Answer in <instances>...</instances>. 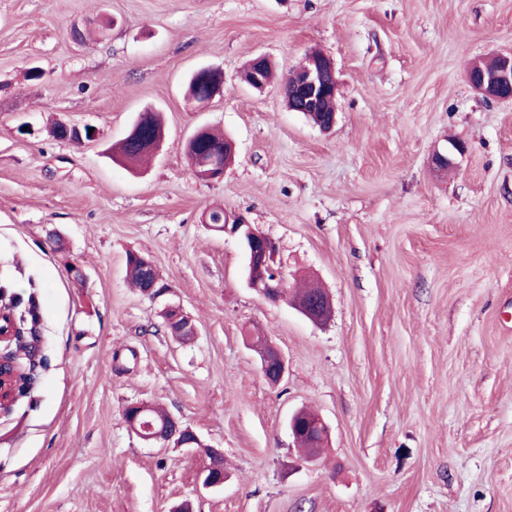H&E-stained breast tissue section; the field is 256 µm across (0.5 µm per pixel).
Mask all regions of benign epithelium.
<instances>
[{"label":"benign epithelium","instance_id":"obj_1","mask_svg":"<svg viewBox=\"0 0 512 512\" xmlns=\"http://www.w3.org/2000/svg\"><path fill=\"white\" fill-rule=\"evenodd\" d=\"M267 56H255L241 71L240 80L254 89L267 86L263 77L261 64ZM291 79L288 88V108L293 112L308 114L316 111L324 99L335 98L339 90L336 67L333 60L319 54L308 59L306 65L289 75ZM466 80L469 85L486 99L492 101L512 100V52L497 53L489 58L477 59L471 63ZM224 82L213 81L208 84L205 93L198 97L185 96L190 106H199L211 102L223 93ZM55 139L82 143L98 139V131H89V126L78 127L63 121L55 122L50 130ZM189 163L195 175L203 181L218 180L224 177V164L218 152L207 159L189 158ZM224 233L235 237L238 241L248 242L244 253L248 263H260L270 269L277 262L278 246L270 237L257 231L246 220L239 216H224ZM248 287L258 292L271 302L282 300L286 291V282L279 274L264 283L248 284ZM166 324L172 336H195L198 333L196 325L181 309L171 307L166 310ZM24 331L19 320L7 305L0 306V413L8 411L22 395L21 389L28 385L24 372L18 362L13 345L21 342ZM250 345L260 355L261 372L271 383H278L286 372V363L282 354L265 341L250 339ZM145 441L156 440L160 443H172L177 447L201 448L209 458V465L203 471L202 487L219 489L224 486V471L218 462L224 459L223 451L203 445L197 434L188 426L177 420L165 435H153L146 431L138 432Z\"/></svg>","mask_w":512,"mask_h":512}]
</instances>
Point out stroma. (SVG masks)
Listing matches in <instances>:
<instances>
[{
    "label": "stroma",
    "mask_w": 512,
    "mask_h": 512,
    "mask_svg": "<svg viewBox=\"0 0 512 512\" xmlns=\"http://www.w3.org/2000/svg\"><path fill=\"white\" fill-rule=\"evenodd\" d=\"M314 49L340 80L327 133L239 80L256 54L285 75ZM508 51L512 0H0V269L36 311L29 388L0 414V512H512V101L465 79ZM205 65L224 94L187 109ZM148 105L168 135L135 172L105 149ZM57 119L100 135L53 139ZM202 126L236 144L222 180L185 154ZM217 206L277 243L286 280L324 288L326 323L247 288ZM131 251L156 295L128 284ZM170 306L192 341L167 333ZM253 336L284 354L279 385ZM135 401L203 449L142 442ZM304 407L329 428L311 461L287 427ZM165 321L170 330L171 336L183 338L182 336H195L198 333L196 325L178 307L168 308L165 312ZM204 452L210 462L203 471L202 487L205 489H219L224 486V471L218 466V462L223 460V451L217 448L205 447Z\"/></svg>",
    "instance_id": "obj_1"
}]
</instances>
